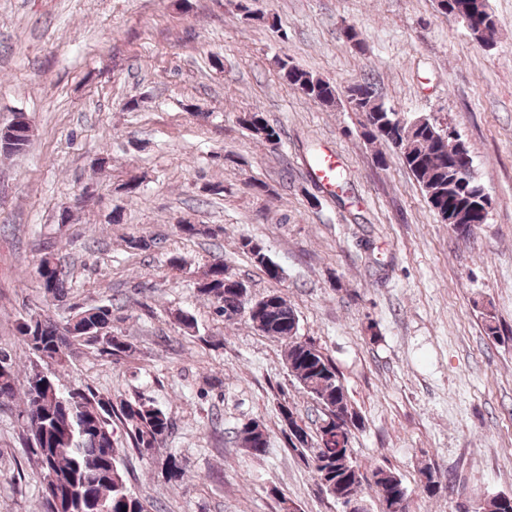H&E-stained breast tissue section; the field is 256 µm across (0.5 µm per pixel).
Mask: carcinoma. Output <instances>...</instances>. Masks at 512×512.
<instances>
[{
  "label": "carcinoma",
  "instance_id": "cac0c4a2",
  "mask_svg": "<svg viewBox=\"0 0 512 512\" xmlns=\"http://www.w3.org/2000/svg\"><path fill=\"white\" fill-rule=\"evenodd\" d=\"M448 16L463 24L477 25L473 36L490 46L494 43L496 23L487 0H449ZM279 72L286 83L310 101L333 105L340 99L336 85L310 72L279 62ZM347 100L362 113V135L366 141L392 145L400 153L406 169L425 193L427 202L447 224L458 207L476 197L481 188L478 180L463 182L449 169L448 159L455 155L457 143L445 136L435 139L438 121L421 118L415 125H399L403 114L377 101L373 84L363 79L348 87ZM251 134L268 143L281 141L280 129L269 124L260 112H249L241 118ZM31 136L7 125L0 128V152L17 155L25 152ZM268 278L277 280L279 272L263 247L246 237L241 241ZM35 278L44 296L52 302H63L68 296V271L60 259L43 257L35 269ZM245 282L229 273L224 261L215 260L201 283L200 295L222 304L217 312L226 320L234 319L243 304L241 288ZM262 307L249 318L256 329L286 342L285 361L288 373L324 410V418L311 435L298 423L287 405H281V418L288 425L289 447L308 453L316 477L327 472L322 487L334 496L339 490L351 494L361 491L364 474L353 462L351 429L357 427L358 414L347 390L340 380L332 360L314 343L295 345L288 334L298 316L288 300L272 291L261 300ZM17 333L31 354H41L62 367L71 353L89 347L115 361L132 349L124 336L112 329V305L82 307L74 315L56 321L49 315L30 325L21 320ZM21 398L27 416L23 439L33 442L38 479L41 484L43 512H151V503L129 491L125 473L120 466L119 453L114 448L116 425L126 427L130 446L139 454H151L161 447L172 427L170 416L162 409L141 398L113 401L92 390L85 392L82 401L71 402V395L61 390L56 376H40L33 368L19 378L15 363L4 354L0 360V406ZM338 416L344 426V437L336 434ZM237 444L253 456L266 451L265 427L257 420L242 425L236 433ZM423 490L434 495L440 486L436 471L430 467L420 470ZM373 486L379 497L388 501L405 498L401 479L390 469L377 466L371 471ZM477 512H512V495L500 494L480 503Z\"/></svg>",
  "mask_w": 512,
  "mask_h": 512
}]
</instances>
